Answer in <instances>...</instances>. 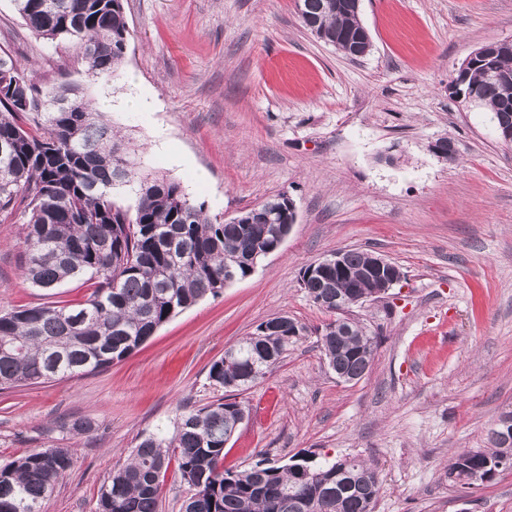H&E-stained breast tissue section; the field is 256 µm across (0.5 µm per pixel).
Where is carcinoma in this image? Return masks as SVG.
Listing matches in <instances>:
<instances>
[{
  "mask_svg": "<svg viewBox=\"0 0 512 512\" xmlns=\"http://www.w3.org/2000/svg\"><path fill=\"white\" fill-rule=\"evenodd\" d=\"M27 27L40 38L68 42L91 78L120 67L130 39L123 0H60L63 11L44 0H13ZM332 0H300L307 30L320 38L356 37L364 26L359 11L328 7ZM16 83L0 95V216L26 219L24 274L34 286L54 289L73 278L93 282L78 305L22 307L0 315V386L13 387L92 373L122 360L165 323L204 297L218 295L225 279L246 275L247 256L274 242L273 225L244 234L240 224L210 216L191 201L179 183L139 172L104 113L91 108L86 88L68 83L38 84L10 53ZM498 75L481 62L459 69L456 82L471 101L494 114L496 127H512V42L493 50ZM138 184L134 209L113 198L119 185ZM371 253L349 249L346 271L307 282L319 299L370 291L365 279ZM296 319L275 315L277 327L247 336L212 363L216 387L246 390L264 377L288 346ZM366 327L336 316L325 324L320 347L328 367L345 381L369 369ZM236 422L224 403L188 411L172 437L149 435L133 448L128 462L100 487L98 512H158L161 484L171 462L193 488L185 512H302L317 499L320 512H373L380 485L376 471L355 458L317 462L311 458L283 466L224 469V443ZM489 446L455 454L448 480L473 484L476 474L512 468V436L500 427L488 432ZM66 448L33 450L0 467V512H41L59 478L71 468Z\"/></svg>",
  "mask_w": 512,
  "mask_h": 512,
  "instance_id": "1",
  "label": "carcinoma"
}]
</instances>
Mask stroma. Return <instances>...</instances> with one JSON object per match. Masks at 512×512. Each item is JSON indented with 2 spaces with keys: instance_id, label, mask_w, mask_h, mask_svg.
Wrapping results in <instances>:
<instances>
[{
  "instance_id": "obj_1",
  "label": "stroma",
  "mask_w": 512,
  "mask_h": 512,
  "mask_svg": "<svg viewBox=\"0 0 512 512\" xmlns=\"http://www.w3.org/2000/svg\"><path fill=\"white\" fill-rule=\"evenodd\" d=\"M131 32L108 78L86 75L68 43L33 34L0 0V48L37 83L123 98L130 80L151 112L114 110L143 173L178 181L229 220L285 193L297 221L254 272L160 327L112 366L0 390V466L35 449L73 464L43 512H98L104 480L141 436H171L182 411L227 399L208 378L225 350L269 317L307 327L264 378L234 397L246 418L224 447L241 471L303 456L354 457L378 474L374 512H512V470L449 482L452 454L488 444L512 410V145L491 112L452 96L462 62L512 41V0H361L372 48L353 59L313 36L297 0H124ZM164 128L188 158L155 150ZM451 137L455 161L431 145ZM206 182H196V171ZM375 252L403 277L350 318L377 337L358 381L339 380L318 343L330 320L300 286L340 249ZM25 224L0 221V314L84 302L85 278L47 291L23 276ZM90 419L93 431L71 425Z\"/></svg>"
}]
</instances>
